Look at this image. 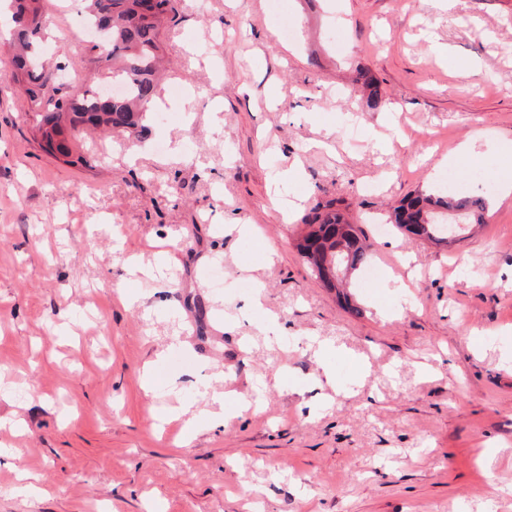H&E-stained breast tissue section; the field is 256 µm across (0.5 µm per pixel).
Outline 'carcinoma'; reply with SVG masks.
Returning a JSON list of instances; mask_svg holds the SVG:
<instances>
[{
    "label": "carcinoma",
    "instance_id": "obj_1",
    "mask_svg": "<svg viewBox=\"0 0 512 512\" xmlns=\"http://www.w3.org/2000/svg\"><path fill=\"white\" fill-rule=\"evenodd\" d=\"M18 30L17 50L11 59V79L23 90L28 104L24 120H33L41 137L40 146L48 154L64 158L71 166L91 167L95 158L81 151V141L91 130L130 136L144 130L159 97L165 57L164 30L173 21L174 0H86L85 22L106 30V46L85 47L81 54L83 69L92 80L112 72V78L125 82L129 94L108 102L90 85L82 90L63 81L59 64L50 68L40 61L37 47L51 25L47 0H7ZM358 82L368 91L366 106L379 109L383 96L377 80L368 71ZM488 210L487 202L474 197L443 194L439 188L417 190L404 198L389 214L387 223L421 240L445 242L442 227L451 214L462 223L480 224ZM306 240L318 243L315 251H301L315 278H321L326 257L341 271L355 272L367 262L368 242L357 224L349 221L331 205L316 204L304 220Z\"/></svg>",
    "mask_w": 512,
    "mask_h": 512
}]
</instances>
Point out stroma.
Masks as SVG:
<instances>
[{
  "mask_svg": "<svg viewBox=\"0 0 512 512\" xmlns=\"http://www.w3.org/2000/svg\"><path fill=\"white\" fill-rule=\"evenodd\" d=\"M82 5L51 0L48 58ZM176 8L165 121L86 138L91 168L34 140L0 11V512H512V196L473 183L485 221L447 246L378 229L439 176L512 177V0H288L291 40L269 0ZM366 69L386 107L350 93ZM328 200L376 271L347 304L294 247ZM218 371L235 413L158 426L219 411Z\"/></svg>",
  "mask_w": 512,
  "mask_h": 512,
  "instance_id": "1",
  "label": "stroma"
}]
</instances>
